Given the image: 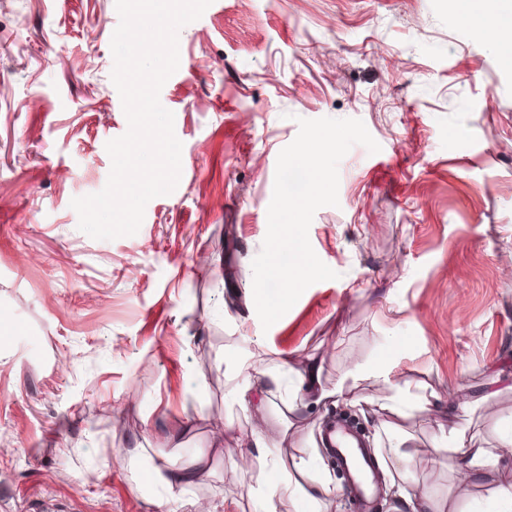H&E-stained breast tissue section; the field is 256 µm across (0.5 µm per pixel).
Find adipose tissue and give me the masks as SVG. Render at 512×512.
I'll list each match as a JSON object with an SVG mask.
<instances>
[{"label": "adipose tissue", "mask_w": 512, "mask_h": 512, "mask_svg": "<svg viewBox=\"0 0 512 512\" xmlns=\"http://www.w3.org/2000/svg\"><path fill=\"white\" fill-rule=\"evenodd\" d=\"M321 370V365L315 363L307 364L300 370L285 362L274 373L247 372L235 396L244 406L253 404L259 395L280 396V413L283 418H296L307 404L319 406L334 400V392L321 385ZM410 398L409 390L395 385L391 388L390 396L378 405L380 411L391 417L384 428L387 442L376 449L379 468H386L387 464L394 462H405L411 455L406 440L396 436L394 424L396 418L403 416L404 407ZM437 428L441 440L434 448L435 454L454 460L455 469L462 480H494L496 489L488 512H512V471L501 468L498 456L487 449L466 447L463 429L448 426L444 421L438 422ZM249 448L259 462L263 475L249 486L247 495L256 502L260 512H279L280 493L284 490L288 491L295 502L305 505L307 512H321L320 497H329L335 493V481L319 452L282 461L279 455L270 451L266 436L258 431L250 433Z\"/></svg>", "instance_id": "ef3b65f1"}]
</instances>
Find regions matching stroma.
Wrapping results in <instances>:
<instances>
[{
    "instance_id": "obj_1",
    "label": "stroma",
    "mask_w": 512,
    "mask_h": 512,
    "mask_svg": "<svg viewBox=\"0 0 512 512\" xmlns=\"http://www.w3.org/2000/svg\"><path fill=\"white\" fill-rule=\"evenodd\" d=\"M499 7L212 0L159 94L180 182L135 235L98 240L70 202L105 187L106 144L128 128L115 0H0V512H156L171 465L196 471L174 512L201 497L256 512L251 431L285 457L333 417L374 438L390 391L370 366L428 398L400 421L419 490L485 512L493 484L461 481L433 447L451 413L512 469V62L463 19ZM301 117L362 120L380 150L350 149L338 206L308 230L337 279L266 330L252 261ZM287 358L343 390L288 431L233 395L239 368Z\"/></svg>"
}]
</instances>
